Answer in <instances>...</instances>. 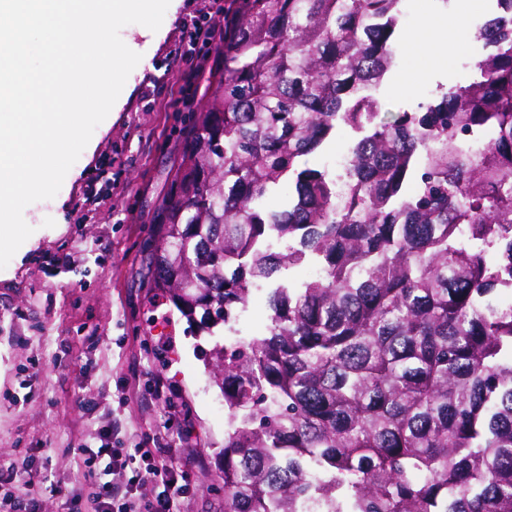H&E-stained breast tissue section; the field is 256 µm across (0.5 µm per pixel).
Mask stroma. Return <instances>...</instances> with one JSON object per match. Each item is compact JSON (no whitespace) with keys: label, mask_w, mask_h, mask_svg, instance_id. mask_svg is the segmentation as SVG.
<instances>
[{"label":"stroma","mask_w":512,"mask_h":512,"mask_svg":"<svg viewBox=\"0 0 512 512\" xmlns=\"http://www.w3.org/2000/svg\"><path fill=\"white\" fill-rule=\"evenodd\" d=\"M213 0H170L148 67L132 75L119 109L94 130L58 194L28 205L33 232L0 269V462L19 467L36 512H70L89 499L83 448L133 450L139 441L171 449L187 484L178 512H224V399L204 353L229 335L264 334L266 296L254 294L232 330L190 333L150 286L151 217L170 188L191 114L155 85H174L169 52ZM446 73L413 96L375 95L382 117L421 112L438 89L469 80L482 43L449 44ZM163 389H156L155 380Z\"/></svg>","instance_id":"obj_1"}]
</instances>
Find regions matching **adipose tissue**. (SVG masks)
Masks as SVG:
<instances>
[{
  "label": "adipose tissue",
  "mask_w": 512,
  "mask_h": 512,
  "mask_svg": "<svg viewBox=\"0 0 512 512\" xmlns=\"http://www.w3.org/2000/svg\"><path fill=\"white\" fill-rule=\"evenodd\" d=\"M422 28V34L408 33L403 37L412 63L391 84L390 91L395 96H409L419 84L429 80L432 72L447 71L448 34H455L461 42L472 35L469 15L463 8L444 15L424 16Z\"/></svg>",
  "instance_id": "1"
}]
</instances>
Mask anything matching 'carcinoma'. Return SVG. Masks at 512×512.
<instances>
[{
    "instance_id": "obj_1",
    "label": "carcinoma",
    "mask_w": 512,
    "mask_h": 512,
    "mask_svg": "<svg viewBox=\"0 0 512 512\" xmlns=\"http://www.w3.org/2000/svg\"><path fill=\"white\" fill-rule=\"evenodd\" d=\"M495 3L475 77L388 121L368 91L403 0H224L223 70L152 243V288L199 333L267 294L265 335L205 354L224 512H512V0ZM339 124L360 134L344 169L301 165ZM299 267L318 275L291 288Z\"/></svg>"
}]
</instances>
